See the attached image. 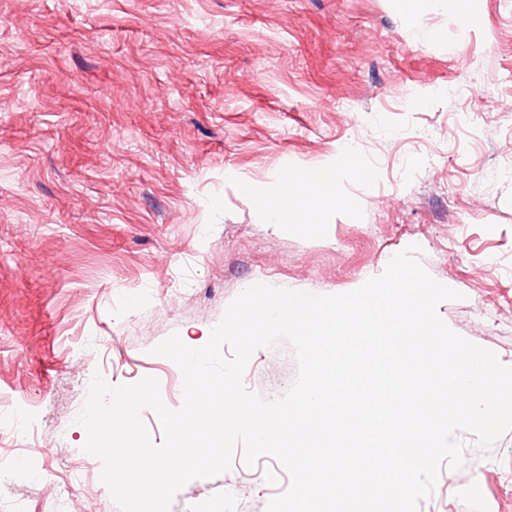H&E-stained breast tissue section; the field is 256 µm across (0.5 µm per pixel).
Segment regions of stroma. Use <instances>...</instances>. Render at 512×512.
I'll list each match as a JSON object with an SVG mask.
<instances>
[{
	"label": "stroma",
	"instance_id": "1",
	"mask_svg": "<svg viewBox=\"0 0 512 512\" xmlns=\"http://www.w3.org/2000/svg\"><path fill=\"white\" fill-rule=\"evenodd\" d=\"M0 0V512H119L77 424L94 373L146 376L182 405V373L152 355L189 346L262 283L335 295L416 243L459 299L449 328L512 366V0ZM355 164L344 167L347 155ZM334 169L313 230L261 208L288 168ZM497 167L498 180L481 171ZM298 372L285 338L244 386L280 398ZM419 512H512V432L464 435ZM265 512L289 485L268 455L190 481L203 500Z\"/></svg>",
	"mask_w": 512,
	"mask_h": 512
}]
</instances>
